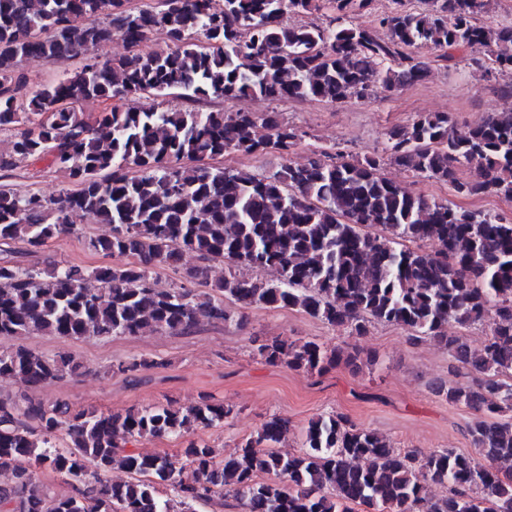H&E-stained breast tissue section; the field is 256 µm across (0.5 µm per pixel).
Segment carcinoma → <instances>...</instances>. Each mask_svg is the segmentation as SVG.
Returning <instances> with one entry per match:
<instances>
[{"label": "carcinoma", "mask_w": 512, "mask_h": 512, "mask_svg": "<svg viewBox=\"0 0 512 512\" xmlns=\"http://www.w3.org/2000/svg\"><path fill=\"white\" fill-rule=\"evenodd\" d=\"M0 0V177L46 161L71 186L53 197L0 190V337L40 333L71 339L189 334L202 322L237 324L230 300L298 310L350 336L378 321L441 344L476 376L442 390L448 404L483 411L469 427L476 454L441 449L399 453L378 433L339 413L310 421L304 450L276 449L288 421L272 416L222 458L204 441L182 457L143 454L133 439L181 435L232 417L222 402L184 409L157 404L123 413L74 410L23 395L0 398V512H512V218L439 202L388 179L394 163L412 177L448 185L457 197L512 201V105L459 134L448 113H424L385 133L382 153L312 150L306 163L271 175L217 166L232 153L290 154L303 133L276 112L165 106L171 98L339 103L390 93L422 80L432 63L451 68L456 52L490 76L512 74V18L489 28L491 0H389L374 24L354 22L372 0ZM327 7L322 22L287 24ZM163 30L164 50L143 48ZM126 51L89 60L53 82L29 85L31 58L63 64L90 45ZM431 46L435 59L415 54ZM105 103L92 119L77 110ZM461 166L471 175L462 178ZM108 224L88 249L119 262L39 268L11 258L62 233L74 217ZM196 260L185 267L184 256ZM224 277L208 282L211 265ZM181 280L157 285V270ZM273 269L274 280L244 270ZM493 315L480 352L458 336ZM254 354L268 364L321 375L356 368L359 351L316 341L273 339ZM155 364L129 358L112 371ZM77 365L25 347L0 352V378L49 384ZM68 438L60 447V434ZM35 464L61 475L73 493L52 496ZM129 479L113 481L114 468ZM441 486L446 494L428 495Z\"/></svg>", "instance_id": "cac0c4a2"}]
</instances>
